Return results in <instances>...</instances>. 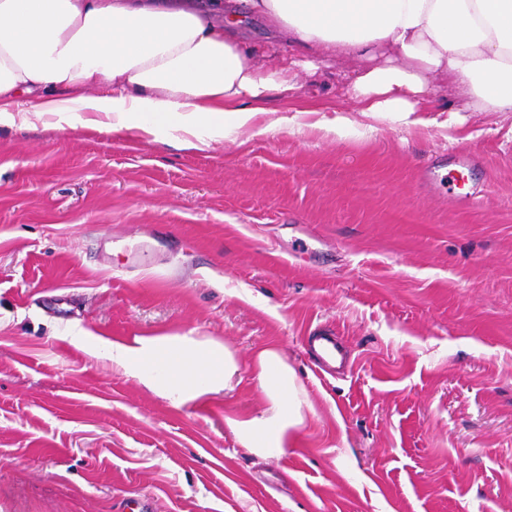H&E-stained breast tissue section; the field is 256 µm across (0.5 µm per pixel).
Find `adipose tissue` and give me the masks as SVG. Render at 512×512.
Instances as JSON below:
<instances>
[{"instance_id": "obj_1", "label": "adipose tissue", "mask_w": 512, "mask_h": 512, "mask_svg": "<svg viewBox=\"0 0 512 512\" xmlns=\"http://www.w3.org/2000/svg\"><path fill=\"white\" fill-rule=\"evenodd\" d=\"M253 16L312 55L371 61L352 82L364 111H420L441 80L512 112V0H0V127L68 125L81 110L94 125L203 149L256 118L251 100L296 89L239 39ZM68 340L175 408L241 381L235 352L213 338L110 341L75 327ZM250 373L262 408L225 421L239 447L281 459L312 405L277 345L251 353Z\"/></svg>"}]
</instances>
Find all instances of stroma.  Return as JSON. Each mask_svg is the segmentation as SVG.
<instances>
[{"label": "stroma", "mask_w": 512, "mask_h": 512, "mask_svg": "<svg viewBox=\"0 0 512 512\" xmlns=\"http://www.w3.org/2000/svg\"><path fill=\"white\" fill-rule=\"evenodd\" d=\"M243 36L296 89L205 150L0 128V512H512V112L445 84L413 123L364 112L366 61ZM74 324L211 337L244 368L277 344L313 411L256 458L224 421L261 407L251 378L176 409ZM315 328L346 375H319Z\"/></svg>", "instance_id": "35a3bbf8"}]
</instances>
